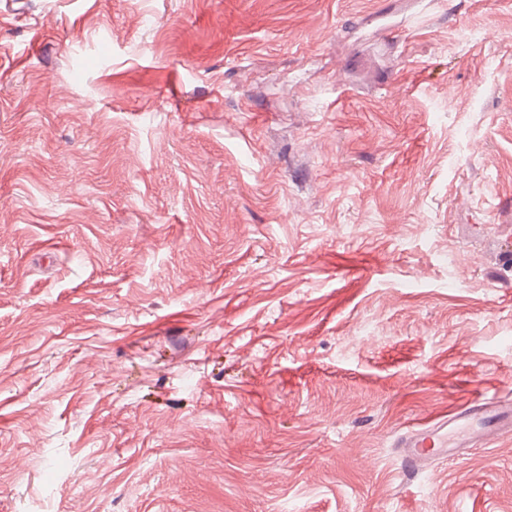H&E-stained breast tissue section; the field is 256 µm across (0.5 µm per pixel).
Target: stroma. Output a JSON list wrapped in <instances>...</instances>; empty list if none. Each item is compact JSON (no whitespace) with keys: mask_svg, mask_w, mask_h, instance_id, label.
<instances>
[{"mask_svg":"<svg viewBox=\"0 0 512 512\" xmlns=\"http://www.w3.org/2000/svg\"><path fill=\"white\" fill-rule=\"evenodd\" d=\"M512 0H0V512H512ZM512 434V401L508 396L483 391L444 419L420 424L401 435L397 447L405 468L419 467L435 458L462 456L499 436Z\"/></svg>","mask_w":512,"mask_h":512,"instance_id":"1","label":"stroma"}]
</instances>
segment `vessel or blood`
<instances>
[{"label": "vessel or blood", "instance_id": "obj_1", "mask_svg": "<svg viewBox=\"0 0 512 512\" xmlns=\"http://www.w3.org/2000/svg\"><path fill=\"white\" fill-rule=\"evenodd\" d=\"M511 434L512 398L479 390L446 418L420 424L401 435V463L409 468L435 457L462 456Z\"/></svg>", "mask_w": 512, "mask_h": 512}]
</instances>
